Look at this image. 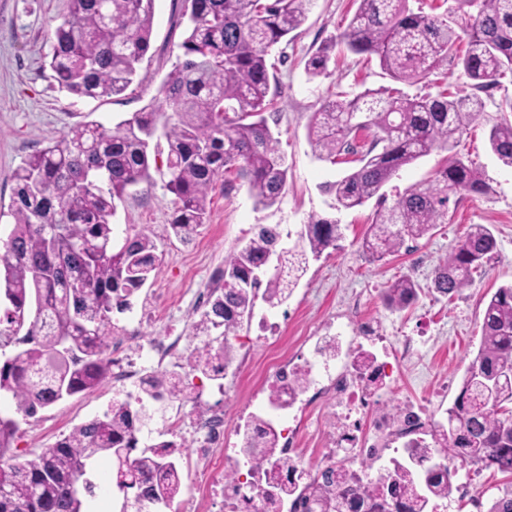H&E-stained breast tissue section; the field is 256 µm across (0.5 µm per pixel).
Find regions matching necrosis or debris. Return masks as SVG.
I'll use <instances>...</instances> for the list:
<instances>
[{
    "instance_id": "necrosis-or-debris-1",
    "label": "necrosis or debris",
    "mask_w": 512,
    "mask_h": 512,
    "mask_svg": "<svg viewBox=\"0 0 512 512\" xmlns=\"http://www.w3.org/2000/svg\"><path fill=\"white\" fill-rule=\"evenodd\" d=\"M345 317L347 327L331 325L324 334L307 337L299 353L278 356L265 374L259 391L268 413L291 412L292 424L279 448L258 449L261 469H242L225 449L234 433L260 438L252 418L228 419L220 406L196 414L190 450L200 467L188 479L199 500L221 502L224 512H264L268 496L291 483L290 512H321L306 490L311 479L330 481L338 491L360 483L382 493L387 474L432 464L435 451L424 444L434 419L431 400L407 398L394 409L376 400L379 391L396 388L399 363L417 355L423 337L387 329L355 305ZM131 342L133 353L112 357V383L125 394L143 385L141 360L177 356L180 338L168 330L147 339L135 335ZM299 375L303 385L289 393ZM319 401L329 405L334 426L312 455L308 409Z\"/></svg>"
}]
</instances>
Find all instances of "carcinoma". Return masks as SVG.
<instances>
[{
  "mask_svg": "<svg viewBox=\"0 0 512 512\" xmlns=\"http://www.w3.org/2000/svg\"><path fill=\"white\" fill-rule=\"evenodd\" d=\"M312 0H183L177 24L185 37L183 60L166 77L162 100L113 129L97 123L72 126L60 139L27 155L12 172L9 215L13 227L0 245V281L9 307L0 317L3 345L22 346L0 363V391L12 394L15 411L33 417L65 396L91 392L111 372L108 357L112 313L130 299L162 261L157 241L139 233L114 248L116 201L158 173L173 195L170 229L183 242L206 223L216 179L234 173L255 206L279 202L288 165L265 113L269 98L270 49L307 19ZM356 10L337 37L324 41L307 63L313 76L326 73L336 46L376 58L395 81L419 84L455 62L472 82V93L448 88L436 94L395 96L386 89L353 97L338 93L312 113L307 136L319 158L336 163L358 156L359 166L325 185L337 209L352 210L377 198L378 209L362 247L373 261L399 253L409 241L448 223L449 195L484 194L479 168L455 151L467 127L486 108L484 95L512 74V0H454L461 23L414 11L408 0H354ZM154 0H68V13L54 27L48 62L66 92L96 99L124 93L148 51ZM489 147L512 168V122L493 125ZM446 165L426 188L412 187L393 204L382 188L403 167L435 149ZM343 237L333 218L312 214L294 244L280 246V227L260 224L241 248L224 256L211 289L209 311L193 323L206 340L188 353L191 371L208 374L216 361L229 366L236 335L257 300L283 305L309 261L337 249ZM489 224H471L435 269L433 288L452 297L472 286L474 273L497 252ZM420 286L401 276L383 289L385 305L408 308ZM512 284L485 303L481 341L447 410V424L430 435L436 451L463 464L512 475ZM145 396L181 400L189 386L170 372L148 376ZM153 414L142 405L119 403L75 427L53 446L23 462L5 463L18 430L0 415V512H84L96 496L87 476L97 455L112 460V482L136 512L172 501L182 481L177 447L163 441L132 456L138 433ZM453 490L450 468L437 465L391 487L381 502L368 486L337 495L318 489L330 512H428L429 501Z\"/></svg>",
  "mask_w": 512,
  "mask_h": 512,
  "instance_id": "obj_1",
  "label": "carcinoma"
}]
</instances>
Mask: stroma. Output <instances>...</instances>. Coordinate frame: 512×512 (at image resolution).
Wrapping results in <instances>:
<instances>
[{
    "instance_id": "stroma-1",
    "label": "stroma",
    "mask_w": 512,
    "mask_h": 512,
    "mask_svg": "<svg viewBox=\"0 0 512 512\" xmlns=\"http://www.w3.org/2000/svg\"><path fill=\"white\" fill-rule=\"evenodd\" d=\"M181 6V0H155L150 46L134 82L121 95L94 100L59 89L45 63L51 33L66 14L68 0H0V206H9L13 188L10 175L28 154L59 139L77 123L95 122L110 129L145 105L159 101L162 84L180 53L182 29L177 17ZM354 11L353 0H315L302 27L273 47L269 55L276 87L273 110L277 123L273 131L288 164L279 203L256 207L244 182L228 174L226 180L216 181L210 194L207 223L185 243L169 232L172 196L158 180L131 189L119 202L113 219L115 245L144 231L155 235L164 254L162 264L133 299L131 311L113 313L114 336L135 329L150 337L174 326L181 331L187 350L200 342L191 331L195 292L212 286L225 255L243 246L256 225L277 224L283 232L294 234L313 213L340 221L344 237L338 249L310 261L287 304L272 310L257 304L254 321L238 330L236 358L250 360L251 367L244 372L229 370L224 378L223 388L238 398L227 407L232 417L239 411V401L252 398L270 358L288 352L302 337L316 335L321 327L335 322L343 301L351 295L361 297L367 315L409 332L426 330L430 337L414 362L400 365L401 387L383 393L384 405L393 407L403 397L432 391L439 410H446L457 397L464 373L477 353L487 293L512 282V169L497 160L488 144L491 125L502 117L497 105L504 96H512L511 75L492 90L485 113L464 132L459 146L460 153L482 171L489 190L480 195H451V223L438 225L430 237L417 242L428 256L425 266L415 267L403 252L369 261L361 243L377 209L375 202L340 211L334 196L325 192V184L340 179L348 167L331 164L315 154L307 137L310 116L336 92L356 94L392 84L377 61H366L341 45L333 53L326 74L309 76L306 67L312 54L323 41L346 28ZM445 157V152L436 150L399 170L383 188L388 201H395L407 188L434 180ZM471 224L492 225L498 252L471 288L451 300L441 297L431 289L433 270ZM407 274L421 286L416 303L403 311L387 309L382 302L383 288ZM265 315L279 322V338L259 347L255 344L259 333L256 320ZM193 382L196 395L155 417L150 424L154 432H185L199 408L218 400L219 388L208 378L198 375ZM113 400V385L107 381L94 391L59 400L34 417H18L19 432L11 455L18 462L31 458L74 427L103 415Z\"/></svg>"
}]
</instances>
